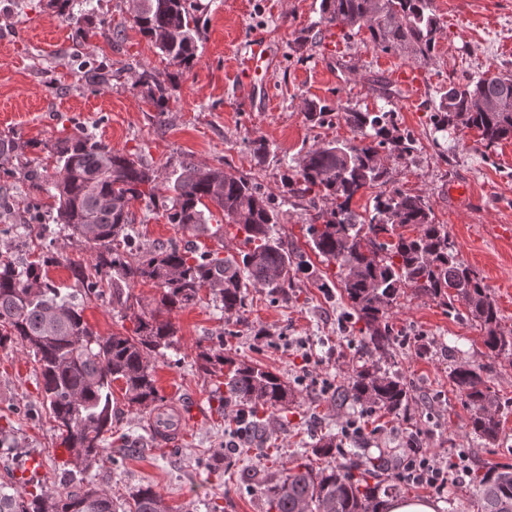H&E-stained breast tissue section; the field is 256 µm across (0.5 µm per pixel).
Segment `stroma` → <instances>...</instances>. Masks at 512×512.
Returning <instances> with one entry per match:
<instances>
[{
	"instance_id": "35a3bbf8",
	"label": "stroma",
	"mask_w": 512,
	"mask_h": 512,
	"mask_svg": "<svg viewBox=\"0 0 512 512\" xmlns=\"http://www.w3.org/2000/svg\"><path fill=\"white\" fill-rule=\"evenodd\" d=\"M197 3V58L183 67L132 27L128 0H100L84 21L90 28L103 22L124 26L123 37L112 42L99 36L76 39L73 24L48 0H0V136L28 142L29 168L46 165L43 143L82 132L139 157L154 170L159 197L165 196L174 171L186 164L224 168L257 182L273 199L283 238L305 261L294 274L289 297L274 299L262 289H248L242 317L224 315L205 290L196 305L172 312L176 344L155 362L156 386L160 395L194 406L198 425L178 445L156 442L146 428L147 410L129 403L123 383H113L106 451L82 474V482L108 490L118 501L149 486L174 512H210L214 504L221 512H265L260 487L240 486L239 469L274 477L303 452L314 467L335 465V458L313 453L326 435L335 436L337 447L391 465L412 438L443 463L463 452L474 470L512 466V412L503 420L500 440L480 445L471 432V412L448 377L456 363L491 366L492 391L510 401L512 365L485 346L484 330L466 312H449L414 291H406L390 311L394 345L386 357L409 389L406 411L392 416L373 410L356 417L336 405L337 382L347 380L365 356L347 300L332 284L334 266L307 243V224L329 204L284 198L281 184L287 162L311 146L334 138L358 140L345 123L320 126L306 120V102L371 112L391 108L398 127L409 130L416 145L403 159L387 161L386 189L421 197L435 223L447 225L459 258L482 279L500 310V332L512 335V236L500 231L512 226V139L489 147L477 129L463 127L439 139L431 123L449 80L464 83L512 72V0H433L440 30L432 60L419 68L420 95L413 100L403 91L390 104L377 86L396 87L393 73L408 67V60L359 35L337 38L332 57L321 43L294 50L298 30L319 21L320 0ZM258 37L267 43L269 61L246 94L237 70ZM75 54L111 69V85H88L68 63ZM145 71L161 75L172 88L165 120L157 119L146 87L138 83ZM260 137L270 145L262 158L251 150L252 140ZM28 192L25 181H16L7 205L0 207V247L11 244L20 261L52 251L59 262L49 267V281L71 288L70 264L87 263L91 255L84 243L65 231L38 242L14 241L5 233ZM132 210L141 244L184 245L186 234L158 216L154 202L135 201ZM129 292L127 311L113 309L106 295L79 296L94 331L132 333L139 316L157 309L160 288L135 283ZM219 339L237 359L282 375L295 392L271 418L264 436L249 444L235 435L240 406H221L215 378L199 367V346ZM353 417L363 435L344 433ZM0 428L10 434L7 446L0 447V479L12 474L22 478L23 490L63 491L68 460L58 453L61 440L43 402L36 365L17 346L0 348ZM399 494L433 497L437 512H480L466 478L435 496L412 483L400 484Z\"/></svg>"
}]
</instances>
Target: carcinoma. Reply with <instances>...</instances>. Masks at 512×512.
I'll use <instances>...</instances> for the list:
<instances>
[{
  "mask_svg": "<svg viewBox=\"0 0 512 512\" xmlns=\"http://www.w3.org/2000/svg\"><path fill=\"white\" fill-rule=\"evenodd\" d=\"M75 26L79 37L118 39L122 28L107 23L92 32L82 27L90 0H49ZM133 24L169 61L188 66L196 58L199 18L194 0H136ZM320 24L336 27L343 36L366 33L365 42L404 58L428 63L436 45L439 19L432 0H320ZM139 83L149 88L159 115L165 114L170 87L154 73ZM305 115L315 124L344 121L359 143L329 141L311 147L288 166L285 194H312L331 200L335 208L319 212L307 227L311 250L338 267L340 288L349 302V317L365 325L360 340L367 356L347 381L336 386L339 406H366L398 415L407 407L402 378L381 365L393 345L387 321L399 292L412 288L448 310L462 303L471 320L486 332V347L506 355L512 364V336L498 330L499 310L487 287L461 261L448 229L434 222L429 206L418 196L393 189L374 196L367 221L351 209L353 198L384 183L385 161L415 150L416 140L394 122V113L332 108L306 103ZM435 132L459 125L476 128L486 145L512 138V74L481 77L465 85L448 83L433 114ZM24 149L16 138H0V160ZM53 174L29 175V209L42 197L54 199L53 223L86 243L91 265L73 264L75 282L85 294L109 288L112 308H131L125 288L151 283L162 289L160 304L168 313L200 300L207 289L228 316L242 317L247 288L285 295L293 287L291 271L297 254L278 235L280 212L257 183L224 172L222 167L187 164L167 187L163 217L184 231L206 235L213 217L210 206L244 235V249L223 254L217 248L163 245L146 248L136 242L132 202L153 201L155 176L131 154L112 149L88 134L51 145ZM412 227L413 236L399 229ZM56 255L17 263L0 252V348L17 344L39 365L43 403L51 411L61 445L81 473L100 461L106 434L112 431V383L123 381L132 404L148 407L159 401L153 359L175 346L176 329L168 318H138L134 335L101 336L83 318L76 297L64 295L47 278ZM201 368L224 377L222 403L236 401L252 417L250 428L266 429V412L281 409L292 390L280 376L254 363L239 361L224 344L198 353ZM452 383L471 411L472 433L484 444L500 437L499 414L507 410L489 386L484 365L463 362L450 371ZM379 469L354 457L332 467L315 469L306 455L282 468L266 484V512H381ZM471 482L483 503L482 512H512V466H492L473 474ZM0 512H169L162 496L150 487L137 489L129 501H115L107 490L82 483L52 496L22 492L16 481L0 482Z\"/></svg>",
  "mask_w": 512,
  "mask_h": 512,
  "instance_id": "1",
  "label": "carcinoma"
}]
</instances>
